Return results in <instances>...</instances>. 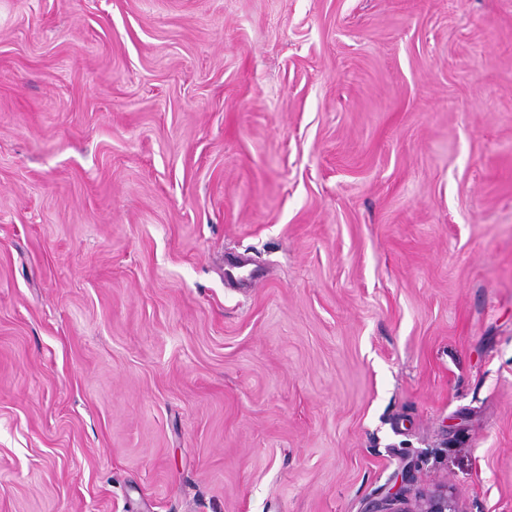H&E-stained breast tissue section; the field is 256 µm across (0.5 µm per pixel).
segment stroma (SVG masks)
<instances>
[{"mask_svg":"<svg viewBox=\"0 0 512 512\" xmlns=\"http://www.w3.org/2000/svg\"><path fill=\"white\" fill-rule=\"evenodd\" d=\"M512 512V0H0V512ZM366 512H460V510L452 487L448 483H439L414 497L396 492L383 502L372 503Z\"/></svg>","mask_w":512,"mask_h":512,"instance_id":"obj_1","label":"stroma"}]
</instances>
